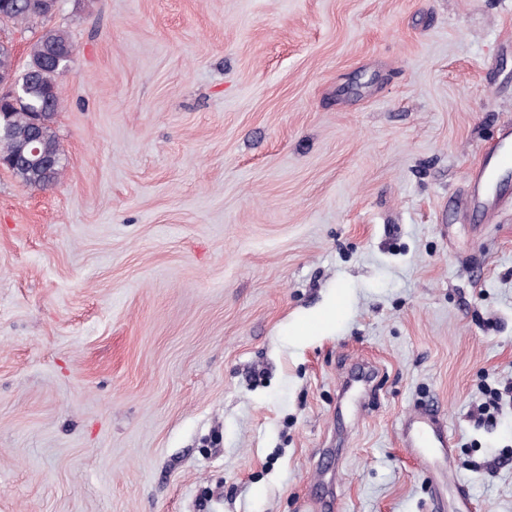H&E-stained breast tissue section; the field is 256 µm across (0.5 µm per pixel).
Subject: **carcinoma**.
I'll return each instance as SVG.
<instances>
[{
    "label": "carcinoma",
    "instance_id": "1",
    "mask_svg": "<svg viewBox=\"0 0 512 512\" xmlns=\"http://www.w3.org/2000/svg\"><path fill=\"white\" fill-rule=\"evenodd\" d=\"M38 16L30 6V0H11L9 12L0 17V23L26 25ZM75 47L66 31L60 28L45 29L28 45L29 64L22 77L20 97L14 104L0 107V153L13 156L29 155L33 143L29 139L30 113H43L40 148L52 152L62 150L53 128L55 104L49 99L61 95L59 77L70 68ZM13 175L24 184L45 188L42 173L24 166L14 169Z\"/></svg>",
    "mask_w": 512,
    "mask_h": 512
}]
</instances>
